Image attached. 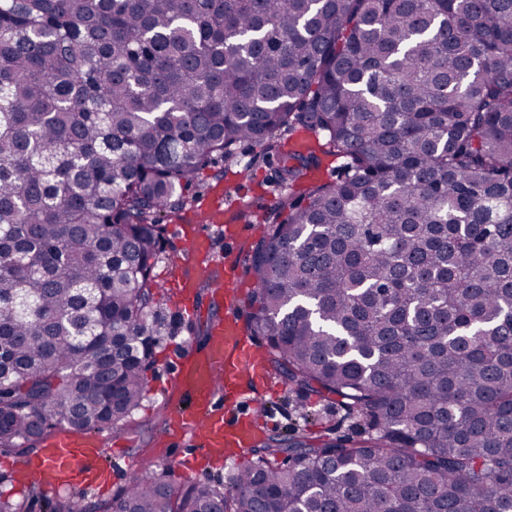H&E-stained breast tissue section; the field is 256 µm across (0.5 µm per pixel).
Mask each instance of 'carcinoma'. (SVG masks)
Here are the masks:
<instances>
[{
  "mask_svg": "<svg viewBox=\"0 0 512 512\" xmlns=\"http://www.w3.org/2000/svg\"><path fill=\"white\" fill-rule=\"evenodd\" d=\"M243 143L246 330L364 435L93 512H512V0H0V454L139 407L161 221Z\"/></svg>",
  "mask_w": 512,
  "mask_h": 512,
  "instance_id": "1",
  "label": "carcinoma"
}]
</instances>
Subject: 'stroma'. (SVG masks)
<instances>
[{
    "mask_svg": "<svg viewBox=\"0 0 512 512\" xmlns=\"http://www.w3.org/2000/svg\"><path fill=\"white\" fill-rule=\"evenodd\" d=\"M276 166L277 160L272 152L256 146H240L232 161H222L205 170L185 191L184 207L178 217L164 220V251L154 269L159 285L161 317L157 364L148 375V391L141 407L121 428L105 429L99 433L105 448L125 449L130 465L124 468L122 478L113 482L111 490L102 492L81 485L69 489V497L81 505L112 500L114 494L121 492L131 481L134 466L138 463L151 462L157 468L168 469L172 484L188 481V474L179 467L169 466L167 460L158 454L163 429L162 410L168 404V387L175 370L176 355L186 342L204 341L209 322L230 309L213 302L205 288L197 291L194 315H186L178 306L175 276L191 271L182 253L178 227L197 223L206 209L218 207L229 210L234 219L244 224L245 229L238 237L225 233L214 235L212 247L223 265L232 266L235 278L243 285L238 301L230 311L238 319H245L248 312L247 287L252 283L245 271V254L250 244L262 237L266 230L265 225L255 223L254 217L271 208L286 191L285 186L275 180ZM247 411L265 437L322 427L329 429L335 437L344 438L352 433L351 423L345 420L339 407L315 396H305L273 376L251 391Z\"/></svg>",
    "mask_w": 512,
    "mask_h": 512,
    "instance_id": "stroma-1",
    "label": "stroma"
}]
</instances>
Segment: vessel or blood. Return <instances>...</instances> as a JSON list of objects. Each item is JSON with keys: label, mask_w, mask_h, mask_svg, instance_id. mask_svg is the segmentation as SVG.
Wrapping results in <instances>:
<instances>
[{"label": "vessel or blood", "mask_w": 512, "mask_h": 512, "mask_svg": "<svg viewBox=\"0 0 512 512\" xmlns=\"http://www.w3.org/2000/svg\"><path fill=\"white\" fill-rule=\"evenodd\" d=\"M179 233L196 269L195 279L185 281L179 291L181 308L190 311L195 307V289L200 280L210 278L217 261L204 225H183ZM262 359L231 313L211 323L203 344L181 352L171 385L184 403L168 411L165 430L170 451L187 446L195 449L192 456L178 457L180 468L192 471L204 461H223L229 450L241 453L252 447L258 434L255 423L233 415L230 405L243 402L248 380L263 376ZM100 458L97 439L84 432L59 430L45 436L41 455L25 469L44 488L58 491L97 480Z\"/></svg>", "instance_id": "vessel-or-blood-1"}]
</instances>
